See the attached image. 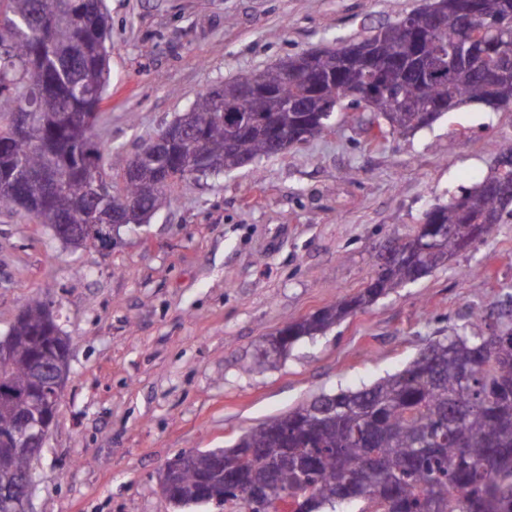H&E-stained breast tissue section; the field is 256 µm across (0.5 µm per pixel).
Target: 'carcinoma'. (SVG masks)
Returning <instances> with one entry per match:
<instances>
[{
	"instance_id": "obj_1",
	"label": "carcinoma",
	"mask_w": 512,
	"mask_h": 512,
	"mask_svg": "<svg viewBox=\"0 0 512 512\" xmlns=\"http://www.w3.org/2000/svg\"><path fill=\"white\" fill-rule=\"evenodd\" d=\"M497 14L490 25L477 18L468 36L478 55L434 75L421 71V53L437 57L440 44L460 36L453 26L438 33L427 16L413 10L379 26L361 43H374L381 61L368 76L359 53L346 45L306 51L260 73L246 74L200 94L192 103L203 143L186 137L171 145L175 180L199 179L196 155L204 150L224 160V170L271 155L266 123L299 141L322 135L318 112L346 88H365V100L350 104L349 119L370 112L390 131L405 135L464 105L496 102L512 108V0H483ZM111 24L104 0H0V203L18 186L37 223H102L119 205L92 189L91 168L112 150L80 120L101 113L110 82L107 42ZM260 78L277 92L260 107L250 127L230 137L217 119L216 97L233 103L240 86ZM288 106H283V101ZM16 112L41 113L39 141L7 137L5 120ZM51 169L58 176L53 198L30 172ZM512 179V169H494L479 184L462 187L447 203L427 211L426 224L448 225L428 272L448 257L490 236L503 221L493 185ZM167 184L133 182L128 198L145 199L149 210L167 202ZM377 287L363 288L288 324V337L325 333L346 316L422 278L409 261L376 263ZM27 320L15 327L16 356L0 364V479L23 470L31 457L14 449L18 414H49L60 395L42 367L69 360L70 339L62 335L56 310L33 299ZM192 466L164 495L178 508L215 503L235 512H278L285 495L297 498V512H329L360 492L367 512H512V324L489 336L453 334L434 339L401 371L359 390L320 394L286 413L246 429L227 448L194 450ZM257 488L248 499L241 489Z\"/></svg>"
}]
</instances>
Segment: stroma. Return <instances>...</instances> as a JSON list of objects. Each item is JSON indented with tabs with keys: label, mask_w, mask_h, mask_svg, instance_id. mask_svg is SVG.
Segmentation results:
<instances>
[{
	"label": "stroma",
	"mask_w": 512,
	"mask_h": 512,
	"mask_svg": "<svg viewBox=\"0 0 512 512\" xmlns=\"http://www.w3.org/2000/svg\"><path fill=\"white\" fill-rule=\"evenodd\" d=\"M423 0H106L113 79L102 103L113 176L225 79L339 41ZM512 140V111L465 106L412 135L369 121L167 191L112 248L74 249L0 206V336L28 300L54 302L70 374L29 512H178L159 489L181 451L231 445L323 392L373 384L457 329L512 317V219L441 268L294 343L286 323L370 282L424 213L479 184Z\"/></svg>",
	"instance_id": "1"
}]
</instances>
